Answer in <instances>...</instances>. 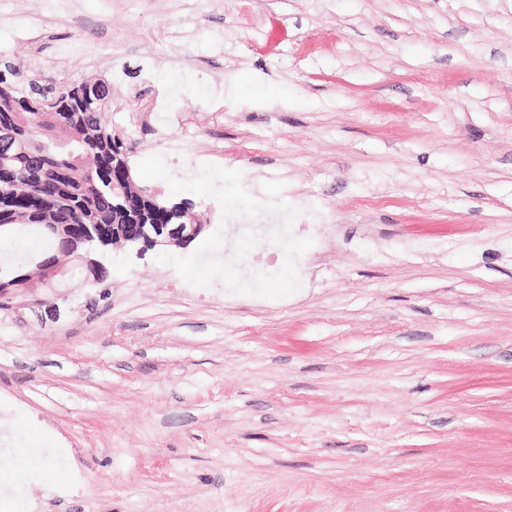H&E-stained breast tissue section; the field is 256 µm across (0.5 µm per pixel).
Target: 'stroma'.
<instances>
[{
    "label": "stroma",
    "mask_w": 512,
    "mask_h": 512,
    "mask_svg": "<svg viewBox=\"0 0 512 512\" xmlns=\"http://www.w3.org/2000/svg\"><path fill=\"white\" fill-rule=\"evenodd\" d=\"M7 68L324 213L282 299L115 249L0 312L27 512H512V0H0Z\"/></svg>",
    "instance_id": "35a3bbf8"
}]
</instances>
